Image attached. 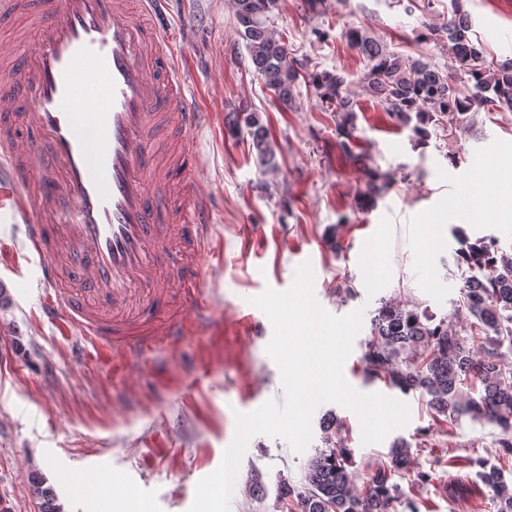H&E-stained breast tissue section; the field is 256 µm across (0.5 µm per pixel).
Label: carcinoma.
<instances>
[{
  "instance_id": "carcinoma-1",
  "label": "carcinoma",
  "mask_w": 512,
  "mask_h": 512,
  "mask_svg": "<svg viewBox=\"0 0 512 512\" xmlns=\"http://www.w3.org/2000/svg\"><path fill=\"white\" fill-rule=\"evenodd\" d=\"M279 0H234L235 25L251 62L267 89L288 110L299 80L315 91L326 112L340 115L338 147L344 158L353 155L357 100L348 90L342 69H321L309 60L288 59V46L270 26ZM469 17L456 10L435 29L448 42V51L463 70L461 81L423 58L389 50L367 30L345 32L350 46L365 58L359 77L363 93L381 105L396 123L415 136L427 135L423 124L433 116L448 118L450 129H464L475 106L512 112V60L486 63L483 51L469 38ZM230 130H246L260 163L268 173L278 170L276 146L260 113L234 109L227 113ZM454 261L465 269L459 306L442 317L413 298L383 299L370 322L364 371L401 393L420 394L437 423L452 426L464 418L483 420L498 428L495 446L504 460L512 459V251L494 237L471 239L458 228ZM480 385L479 397L472 396ZM351 450L337 436L332 446L308 461L302 489L288 490L289 512H398L404 491L395 476L410 473L412 444L392 442L388 462L359 490L351 467ZM482 485L498 506L512 512V480L503 467L479 462ZM39 512H61L52 488L40 476L32 479Z\"/></svg>"
}]
</instances>
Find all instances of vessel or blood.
<instances>
[{
    "label": "vessel or blood",
    "instance_id": "1",
    "mask_svg": "<svg viewBox=\"0 0 512 512\" xmlns=\"http://www.w3.org/2000/svg\"><path fill=\"white\" fill-rule=\"evenodd\" d=\"M158 0H0L28 10L34 42L0 69V192L22 215L38 257L43 312L103 355L190 330L173 297L199 299L214 252L207 197L183 180L155 131L189 134L202 119L185 93L170 37L146 21ZM26 138L7 136L15 125Z\"/></svg>",
    "mask_w": 512,
    "mask_h": 512
}]
</instances>
